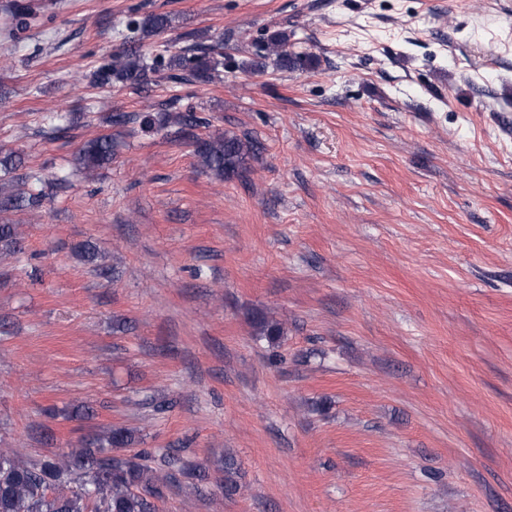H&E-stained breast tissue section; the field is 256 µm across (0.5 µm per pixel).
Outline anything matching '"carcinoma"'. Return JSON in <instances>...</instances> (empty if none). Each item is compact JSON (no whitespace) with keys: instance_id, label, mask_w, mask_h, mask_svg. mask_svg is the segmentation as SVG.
<instances>
[{"instance_id":"cac0c4a2","label":"carcinoma","mask_w":512,"mask_h":512,"mask_svg":"<svg viewBox=\"0 0 512 512\" xmlns=\"http://www.w3.org/2000/svg\"><path fill=\"white\" fill-rule=\"evenodd\" d=\"M171 25L166 15H151L140 24L146 35L160 33ZM222 44L188 56L174 51L168 58L171 71H187L201 84L212 81L218 72ZM262 57H274L281 68L311 66L316 58L288 52V35L272 33L262 46ZM152 69L138 48L131 46L113 54L112 61L99 72L105 83L113 80L141 88L150 83ZM178 132L188 137L201 169L221 179H231L247 169L256 146L235 135L212 134L199 138L193 130L202 124L190 110L174 118ZM112 138L102 135L85 143L78 151L77 164L87 178L112 162ZM42 193L0 196L2 210H35L41 205ZM0 247L8 252L21 251V238L13 224H0ZM258 335L278 339L281 327L263 318L255 321ZM135 437L126 428H114L102 438L96 437L61 455L26 460L18 448H0V512H156L155 502L168 491L181 486L183 480L202 481L205 471L199 464L187 462L181 449L168 448L152 466L151 451L143 448L133 454L114 455L111 450L132 447ZM239 468L231 455L224 456V495L233 496L239 489Z\"/></svg>"}]
</instances>
